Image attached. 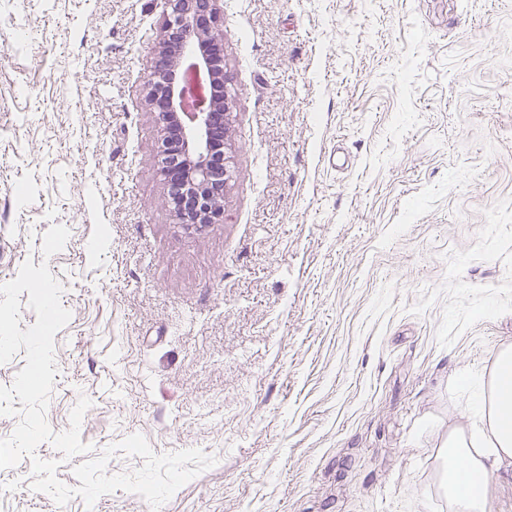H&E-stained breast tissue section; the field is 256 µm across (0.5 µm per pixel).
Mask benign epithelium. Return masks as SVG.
Segmentation results:
<instances>
[{
  "mask_svg": "<svg viewBox=\"0 0 512 512\" xmlns=\"http://www.w3.org/2000/svg\"><path fill=\"white\" fill-rule=\"evenodd\" d=\"M221 0H165L158 69L145 90L160 130L161 175L179 183L192 209L173 206L179 223L197 231L224 221L218 194L234 177L225 152L234 98L224 72Z\"/></svg>",
  "mask_w": 512,
  "mask_h": 512,
  "instance_id": "7a95c632",
  "label": "benign epithelium"
}]
</instances>
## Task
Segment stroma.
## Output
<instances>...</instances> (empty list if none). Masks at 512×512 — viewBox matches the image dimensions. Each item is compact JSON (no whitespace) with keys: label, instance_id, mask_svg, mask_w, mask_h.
<instances>
[{"label":"stroma","instance_id":"1","mask_svg":"<svg viewBox=\"0 0 512 512\" xmlns=\"http://www.w3.org/2000/svg\"><path fill=\"white\" fill-rule=\"evenodd\" d=\"M224 221L178 224L144 83L164 0H0V284L62 286L46 421L214 465L160 507L0 469V512H451L512 347V0H222ZM344 167L329 166L331 153Z\"/></svg>","mask_w":512,"mask_h":512}]
</instances>
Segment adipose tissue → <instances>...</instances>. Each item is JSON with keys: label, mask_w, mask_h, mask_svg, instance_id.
I'll return each instance as SVG.
<instances>
[{"label": "adipose tissue", "mask_w": 512, "mask_h": 512, "mask_svg": "<svg viewBox=\"0 0 512 512\" xmlns=\"http://www.w3.org/2000/svg\"><path fill=\"white\" fill-rule=\"evenodd\" d=\"M487 430L453 435L443 454V484L453 512H489L488 478L512 463V348L502 349L485 392Z\"/></svg>", "instance_id": "adipose-tissue-1"}]
</instances>
